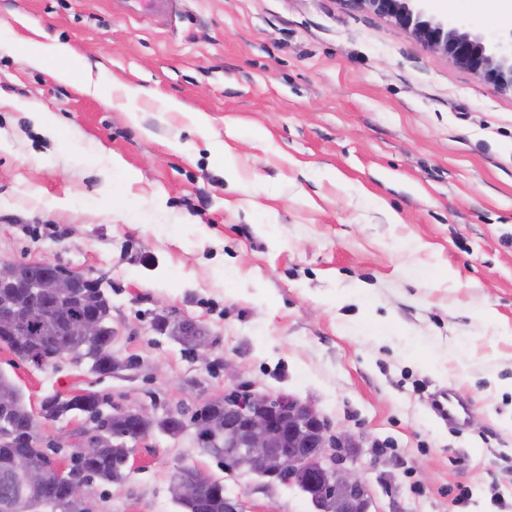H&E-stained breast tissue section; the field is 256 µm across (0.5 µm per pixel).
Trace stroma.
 Here are the masks:
<instances>
[{
  "instance_id": "stroma-1",
  "label": "stroma",
  "mask_w": 512,
  "mask_h": 512,
  "mask_svg": "<svg viewBox=\"0 0 512 512\" xmlns=\"http://www.w3.org/2000/svg\"><path fill=\"white\" fill-rule=\"evenodd\" d=\"M422 8L512 31L505 0ZM0 32L69 43L87 65L64 83L0 53V259L105 276L112 301L110 374L0 345L28 408L95 391L159 415L238 385L286 392L354 434L374 512H512V97L344 0L148 17L128 0H0ZM102 82L121 89L105 99ZM165 316L203 329L207 359ZM442 387L469 402L460 428L429 412ZM133 448L123 485L90 483L93 512H180V466L244 512H315L190 434Z\"/></svg>"
}]
</instances>
